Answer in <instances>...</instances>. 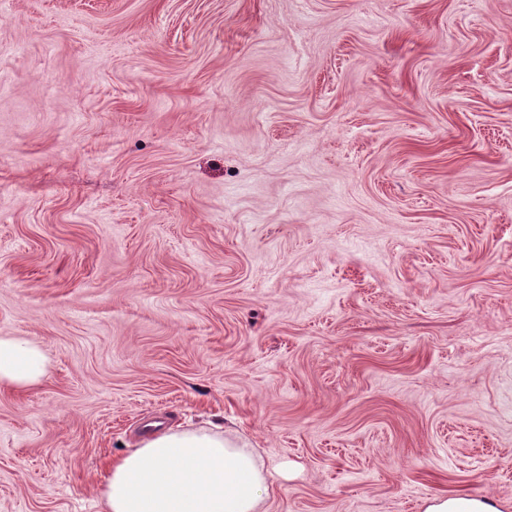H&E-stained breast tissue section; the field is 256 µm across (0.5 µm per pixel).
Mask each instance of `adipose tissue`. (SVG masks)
Wrapping results in <instances>:
<instances>
[{
	"mask_svg": "<svg viewBox=\"0 0 512 512\" xmlns=\"http://www.w3.org/2000/svg\"><path fill=\"white\" fill-rule=\"evenodd\" d=\"M40 346L0 337V385L27 387L47 374ZM266 461L222 425L168 427L146 434L112 461L103 487L106 512H264Z\"/></svg>",
	"mask_w": 512,
	"mask_h": 512,
	"instance_id": "obj_1",
	"label": "adipose tissue"
}]
</instances>
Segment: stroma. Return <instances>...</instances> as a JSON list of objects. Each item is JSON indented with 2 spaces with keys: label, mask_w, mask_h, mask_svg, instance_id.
Segmentation results:
<instances>
[{
  "label": "stroma",
  "mask_w": 512,
  "mask_h": 512,
  "mask_svg": "<svg viewBox=\"0 0 512 512\" xmlns=\"http://www.w3.org/2000/svg\"><path fill=\"white\" fill-rule=\"evenodd\" d=\"M0 512L214 421L266 512H512V0H0ZM49 358L40 346L0 337V385L27 387L47 374ZM448 503H451L453 512H499L487 503L479 501H468L459 503L448 501V499H433L425 508L424 512H448Z\"/></svg>",
  "instance_id": "35a3bbf8"
}]
</instances>
